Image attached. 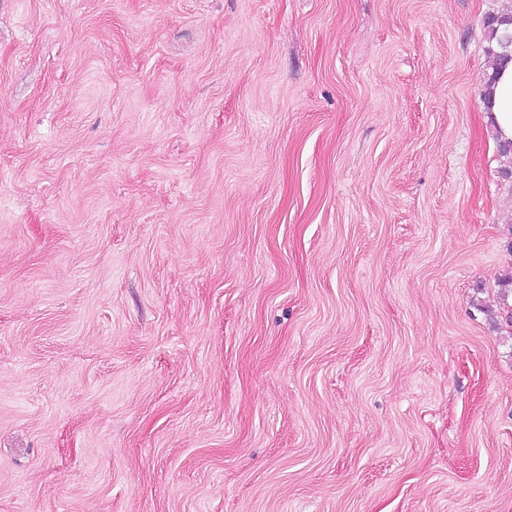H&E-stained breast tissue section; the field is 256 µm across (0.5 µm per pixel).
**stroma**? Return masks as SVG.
<instances>
[{"instance_id": "35a3bbf8", "label": "stroma", "mask_w": 512, "mask_h": 512, "mask_svg": "<svg viewBox=\"0 0 512 512\" xmlns=\"http://www.w3.org/2000/svg\"><path fill=\"white\" fill-rule=\"evenodd\" d=\"M512 0H0V512H512ZM485 19L487 22L484 26L491 44L488 46V54L498 65V61L510 56L508 48L512 45V36L507 34L511 31L512 9L505 8L489 13ZM489 21L493 26H489ZM497 65L490 74L486 73L483 77V100L486 108L492 112L499 140L508 141L512 140V63L501 71L499 77Z\"/></svg>"}]
</instances>
